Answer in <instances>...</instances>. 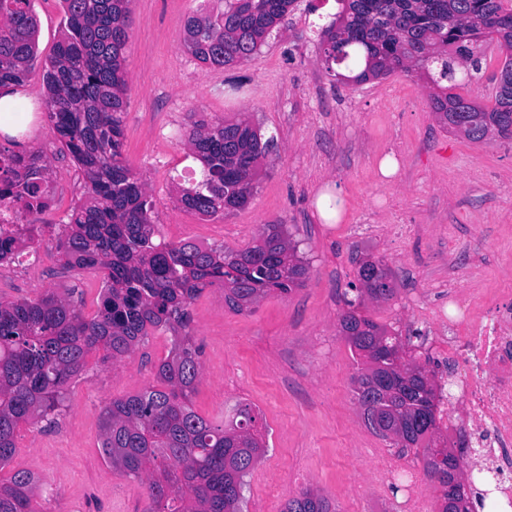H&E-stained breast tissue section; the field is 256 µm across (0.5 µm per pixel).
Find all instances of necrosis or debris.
<instances>
[{
  "label": "necrosis or debris",
  "mask_w": 512,
  "mask_h": 512,
  "mask_svg": "<svg viewBox=\"0 0 512 512\" xmlns=\"http://www.w3.org/2000/svg\"><path fill=\"white\" fill-rule=\"evenodd\" d=\"M460 390L461 412L453 429L477 446L495 483L489 493L512 512V301L487 297L469 314L465 333L444 337ZM372 481L382 488L403 486L394 512H429L425 478L414 467L383 461Z\"/></svg>",
  "instance_id": "4bbe7bcc"
}]
</instances>
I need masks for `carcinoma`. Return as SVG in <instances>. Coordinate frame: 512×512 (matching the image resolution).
<instances>
[{"instance_id": "carcinoma-1", "label": "carcinoma", "mask_w": 512, "mask_h": 512, "mask_svg": "<svg viewBox=\"0 0 512 512\" xmlns=\"http://www.w3.org/2000/svg\"><path fill=\"white\" fill-rule=\"evenodd\" d=\"M68 35L40 60L33 0H0V85L20 87L43 70L47 120L81 170L86 199L72 209L55 245L57 260L103 272L101 304L88 318L71 300L45 295L35 300H0V470L16 448L21 425H52L65 400V386L86 357L103 350L118 361L149 330L189 327L190 301L224 285V301L240 312L269 292L288 294L304 285L307 264L279 224L241 250L202 249L192 243L153 242L154 203L124 160L123 115L127 89L124 51L131 26V0H61ZM295 0H225L216 14L191 16L183 44L199 62L215 67L254 55ZM341 10L322 28L319 50L326 63L345 61L353 75L340 83L383 79L417 67L435 89L431 108L439 123L469 141L490 135L512 138V0H338ZM495 43L503 66L488 76L486 104L453 89L479 75L486 47ZM188 141L201 163L200 178L180 190L187 211L215 218L244 207L253 195L258 159L273 145L245 119L212 124L195 121ZM9 179L0 201L10 200L30 220L22 232H0V261L16 255L21 235L38 242L39 216L49 207L50 168L37 151L0 147ZM358 301L347 302L342 332L365 367L354 377L360 407L377 406L399 418L408 450L421 447L423 470L441 489L439 512H448L452 488L437 478L442 462L460 457L437 447L435 392L422 369L403 357L400 337L359 311L368 298L387 301L395 291L389 272L376 261L359 266ZM158 385L101 410V450L115 468L146 478V512H241L244 478L266 452L260 416L244 405L225 425L193 408L201 380L199 348L190 337L174 344L156 369ZM38 479L17 471L0 479V512H32ZM284 512H332L329 500L310 490L288 500Z\"/></svg>"}]
</instances>
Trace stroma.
<instances>
[{
    "label": "stroma",
    "mask_w": 512,
    "mask_h": 512,
    "mask_svg": "<svg viewBox=\"0 0 512 512\" xmlns=\"http://www.w3.org/2000/svg\"><path fill=\"white\" fill-rule=\"evenodd\" d=\"M38 52L48 57L67 33L61 0H34ZM224 0H133L125 50L127 109L124 150L155 203V241H191L239 250L266 225H282L309 266L304 287L270 294L252 311L235 312L224 291L209 288L190 305L188 328L200 349L202 376L194 410L228 423L238 406L260 414L268 448L245 478L244 512H283L308 488L336 512H384L392 491L371 485L381 456L417 465L366 424L355 399L357 365L340 317L361 260L382 261L392 298L364 312L407 338L415 362L439 386L451 368L427 345L447 303L443 283L456 282L464 306L488 289L512 298V140L471 142L437 121L431 88L420 71L360 84L335 82L318 49V32L337 0H296L247 61L214 68L183 46L189 16L220 11ZM35 121L19 140L50 165L52 205L40 217L41 265L34 276L0 288V299L72 293L85 315L99 305L102 274L57 261L58 225L83 196L77 165L50 130L41 70L22 89ZM246 118L273 138L261 158L248 204L204 219L176 201L182 168L194 166L185 133L191 120ZM395 154L391 180L380 158ZM327 181L342 187L347 208L325 224L316 194ZM172 347L170 331L152 332L120 363L91 353L71 380L58 422L21 427L0 475L26 470L39 480L34 512H145L141 483L112 468L100 448V409L156 383V367Z\"/></svg>",
    "instance_id": "obj_1"
}]
</instances>
